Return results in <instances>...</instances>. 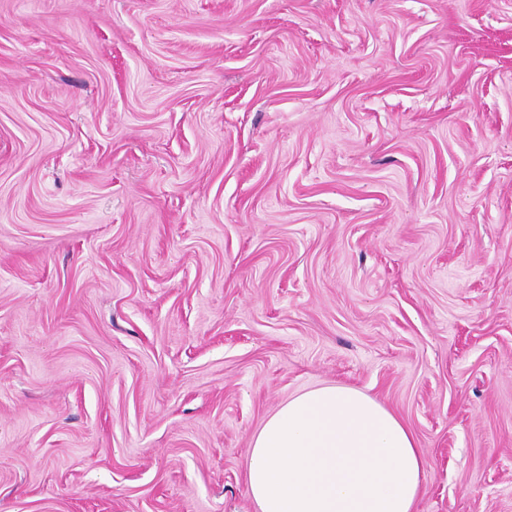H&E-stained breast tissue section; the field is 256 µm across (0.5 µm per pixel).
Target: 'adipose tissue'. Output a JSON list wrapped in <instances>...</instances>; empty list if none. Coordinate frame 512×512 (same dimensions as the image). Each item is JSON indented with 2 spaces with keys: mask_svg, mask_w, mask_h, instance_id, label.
Instances as JSON below:
<instances>
[{
  "mask_svg": "<svg viewBox=\"0 0 512 512\" xmlns=\"http://www.w3.org/2000/svg\"><path fill=\"white\" fill-rule=\"evenodd\" d=\"M426 460L411 431L366 393L303 391L253 436L245 483L256 512H415Z\"/></svg>",
  "mask_w": 512,
  "mask_h": 512,
  "instance_id": "ef3b65f1",
  "label": "adipose tissue"
}]
</instances>
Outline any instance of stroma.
<instances>
[{
  "label": "stroma",
  "mask_w": 512,
  "mask_h": 512,
  "mask_svg": "<svg viewBox=\"0 0 512 512\" xmlns=\"http://www.w3.org/2000/svg\"><path fill=\"white\" fill-rule=\"evenodd\" d=\"M325 385L512 512V0H0V512H255Z\"/></svg>",
  "instance_id": "1"
}]
</instances>
